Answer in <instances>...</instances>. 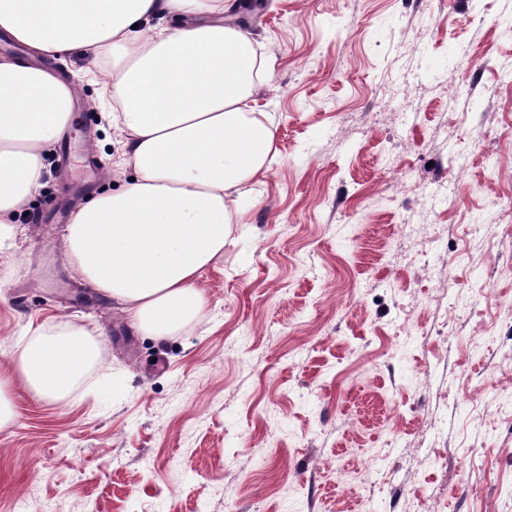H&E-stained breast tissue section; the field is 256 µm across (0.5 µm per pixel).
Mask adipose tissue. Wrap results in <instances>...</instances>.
<instances>
[{"label":"adipose tissue","mask_w":512,"mask_h":512,"mask_svg":"<svg viewBox=\"0 0 512 512\" xmlns=\"http://www.w3.org/2000/svg\"><path fill=\"white\" fill-rule=\"evenodd\" d=\"M170 14L183 24L163 26ZM223 14L224 0H0V33L26 50L0 57V245L41 188L42 153L80 90L35 58L78 47L111 57L97 92L122 105L113 122L135 177L73 213L66 252L78 276L158 342L202 314L201 275L243 221L242 187L275 157L271 123L245 110L262 64ZM98 349L81 328L31 336L13 380L0 379V426L17 418L14 388L62 399Z\"/></svg>","instance_id":"adipose-tissue-1"}]
</instances>
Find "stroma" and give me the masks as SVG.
Returning <instances> with one entry per match:
<instances>
[{"mask_svg": "<svg viewBox=\"0 0 512 512\" xmlns=\"http://www.w3.org/2000/svg\"><path fill=\"white\" fill-rule=\"evenodd\" d=\"M226 15L269 67L248 101L275 158L159 343L70 270L59 224L0 246V372L33 332L101 330L60 400L17 394L0 512H512V0H262ZM87 49L109 178L48 173L28 212L121 190L122 138ZM458 203L426 208L425 185Z\"/></svg>", "mask_w": 512, "mask_h": 512, "instance_id": "35a3bbf8", "label": "stroma"}]
</instances>
